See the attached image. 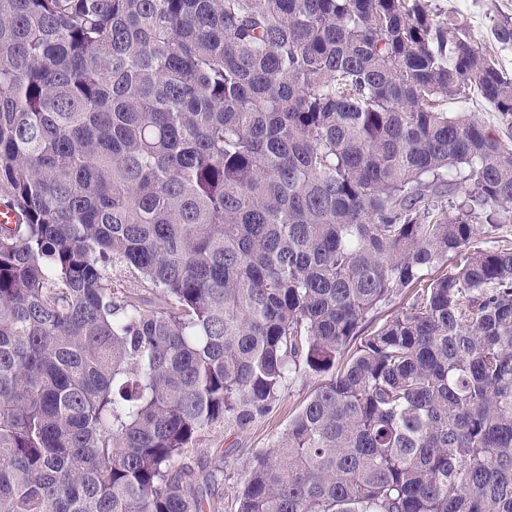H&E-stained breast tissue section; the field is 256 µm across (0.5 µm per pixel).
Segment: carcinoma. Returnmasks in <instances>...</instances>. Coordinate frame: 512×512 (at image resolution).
Masks as SVG:
<instances>
[{"label":"carcinoma","instance_id":"1","mask_svg":"<svg viewBox=\"0 0 512 512\" xmlns=\"http://www.w3.org/2000/svg\"><path fill=\"white\" fill-rule=\"evenodd\" d=\"M471 90L512 131L438 0H0V512H220L182 461L301 370L236 512H512V247L475 225L512 145ZM448 111L450 112H471L489 131L506 139V130L499 124L497 112H495L488 104L483 102L476 95L470 96L469 99H460L457 102L448 103Z\"/></svg>","mask_w":512,"mask_h":512}]
</instances>
